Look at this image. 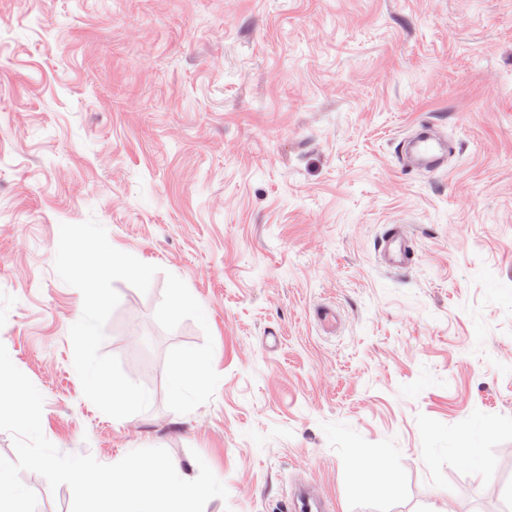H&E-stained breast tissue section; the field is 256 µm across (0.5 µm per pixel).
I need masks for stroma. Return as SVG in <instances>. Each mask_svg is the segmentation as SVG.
<instances>
[{
    "label": "stroma",
    "mask_w": 512,
    "mask_h": 512,
    "mask_svg": "<svg viewBox=\"0 0 512 512\" xmlns=\"http://www.w3.org/2000/svg\"><path fill=\"white\" fill-rule=\"evenodd\" d=\"M420 123L454 146L434 174L400 154ZM90 218L161 268L114 284L102 351L151 398L120 424L82 393L54 269ZM170 273L207 328L121 331ZM208 337L221 380L175 413L166 355ZM0 343L62 453L207 463L228 496L204 512H284L302 482L329 512L512 506V0H0ZM383 257L392 268L409 267L414 258V250L405 232L397 225L387 230L382 239Z\"/></svg>",
    "instance_id": "obj_1"
}]
</instances>
